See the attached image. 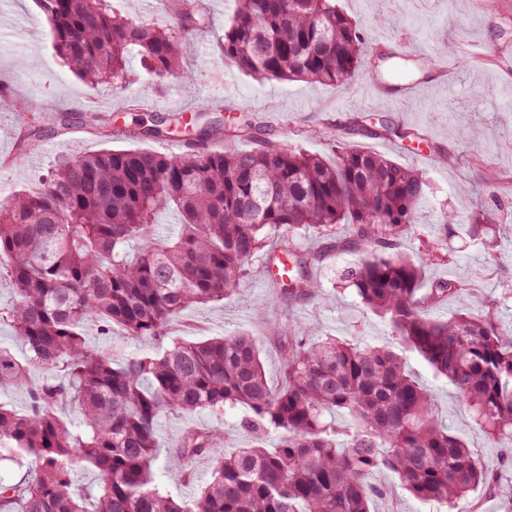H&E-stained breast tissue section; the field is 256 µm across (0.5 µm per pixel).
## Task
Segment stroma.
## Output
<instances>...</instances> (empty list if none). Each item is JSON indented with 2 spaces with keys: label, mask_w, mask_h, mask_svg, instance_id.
I'll return each instance as SVG.
<instances>
[{
  "label": "stroma",
  "mask_w": 512,
  "mask_h": 512,
  "mask_svg": "<svg viewBox=\"0 0 512 512\" xmlns=\"http://www.w3.org/2000/svg\"><path fill=\"white\" fill-rule=\"evenodd\" d=\"M207 28L184 25L182 0H112L123 15L175 29L186 50L182 64L194 79L185 92L176 79L157 81L132 57L134 78L120 87H91L59 59L51 25L36 0H0V203L23 189L42 187L63 156L88 154L105 147L165 152L162 139L103 141L91 127L97 115L118 127L149 126L154 120L178 115L171 135L189 151L198 143L203 123L247 118L272 142L301 148L333 159L337 137L357 117H386L405 127L422 129L426 143L371 136L357 144L420 169L426 194L415 231L403 239L402 249L424 257L426 281L451 278L475 284L474 292L449 299L433 314L447 318L463 308L483 310L493 302L503 327L512 326V146L501 135L512 132V0H337L340 9L365 34L366 49L379 53L382 38L403 42L445 65L448 84L429 87L418 97L389 105L369 92L372 75L362 69L348 84L334 88L302 81H256L225 63L219 43L233 14L234 0H192ZM388 19L377 25L378 16ZM313 128V135L300 131ZM493 184H486V173ZM468 185L459 194V185ZM492 212L494 222L481 232L469 229L476 215ZM452 217L458 229L445 237L441 224ZM305 251L321 253L310 274L317 281L316 296L285 303L263 274L262 256L248 263L238 291L223 302L193 306L173 325L172 336L196 340L232 336L242 331L258 337L261 360L270 384H278L283 349L273 337L274 327L316 324L323 333L349 341L393 343L390 327L365 308L352 291L337 293L343 269L357 257L328 250L325 241L307 234L294 238ZM407 369L434 396L439 416L460 434L476 457L490 469L494 485L478 487L458 501L452 512H512V448H503L478 429L468 408L450 387L434 378L416 354L406 356ZM243 409L217 419L202 412L192 417L167 415L157 425L158 459L154 469L162 492L175 500L188 499L209 479L211 466L200 461L192 469L169 468L184 428H221L226 451L243 446L248 435L241 426ZM380 489L373 512H432L403 490L392 474L376 481Z\"/></svg>",
  "instance_id": "35a3bbf8"
}]
</instances>
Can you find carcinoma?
I'll use <instances>...</instances> for the list:
<instances>
[{
  "label": "carcinoma",
  "mask_w": 512,
  "mask_h": 512,
  "mask_svg": "<svg viewBox=\"0 0 512 512\" xmlns=\"http://www.w3.org/2000/svg\"><path fill=\"white\" fill-rule=\"evenodd\" d=\"M52 26L56 51L80 79L123 84L137 50L157 80L191 82L178 34L136 22L111 0H37ZM224 62L256 80H304L341 87L366 64L363 38L336 0H235L221 44ZM375 73L414 74L413 59ZM100 137L140 140L168 133L112 129ZM252 123L224 126V139L253 138ZM347 134L420 143L422 135L387 119L357 121ZM425 179L417 169L342 143L334 160L267 140L248 150L193 148L178 157L143 149H109L61 158L47 185L14 194L0 206V277L14 284L0 309L25 348L20 361L0 350V384L47 373L16 411L0 405V462L28 463L19 484L0 482V512H370V478L394 474L420 501L440 508L481 485L489 471L438 416L430 392L406 368L421 357L472 412L476 425L512 445V329L492 312L432 310L465 292L454 279L422 288L424 259L401 252L417 224ZM164 211L178 231H157ZM350 236L336 237L337 226ZM307 232L332 248L360 253L340 288L390 326L398 346L317 335L311 326L273 330L284 347L272 387L257 338L248 332L164 342L191 306L231 296L259 253L281 251L293 265L288 301L319 291L310 277L319 256L300 251ZM91 319L101 331L149 337L156 347L116 359L86 343ZM79 424L65 422L60 406ZM248 410L250 444L213 455L217 428L188 427L169 464L201 459L211 479L183 504L155 484L156 427L166 413L220 416ZM278 443L268 449V432ZM95 473L92 507L73 474Z\"/></svg>",
  "instance_id": "1"
}]
</instances>
